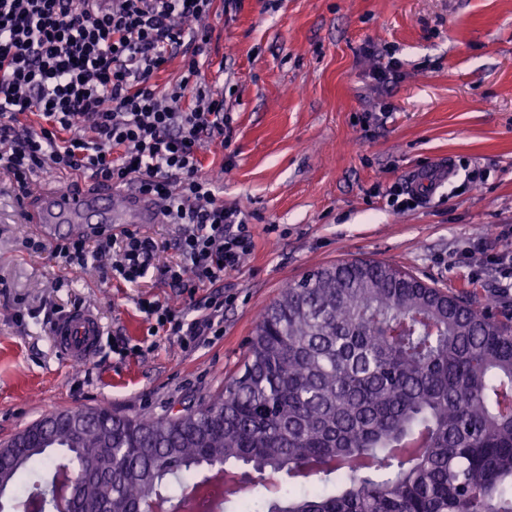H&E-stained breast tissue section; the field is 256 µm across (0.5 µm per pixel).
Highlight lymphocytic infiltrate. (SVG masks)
<instances>
[{
	"instance_id": "f902f5d3",
	"label": "lymphocytic infiltrate",
	"mask_w": 512,
	"mask_h": 512,
	"mask_svg": "<svg viewBox=\"0 0 512 512\" xmlns=\"http://www.w3.org/2000/svg\"><path fill=\"white\" fill-rule=\"evenodd\" d=\"M212 5L112 0L100 13L88 0H0V174L23 193L37 173L71 170L159 196L181 228L180 259L162 271L176 288L223 281L255 248L241 208L217 199L203 172L209 146L232 131L223 95L202 78ZM177 57L185 72L161 90L155 77ZM28 112L37 128L21 125ZM26 246L76 271L109 258L113 280L132 286L148 275L155 250L134 231L50 248L32 237ZM138 304L152 329L184 348L224 333L223 295L191 309L146 297Z\"/></svg>"
}]
</instances>
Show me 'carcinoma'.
I'll use <instances>...</instances> for the list:
<instances>
[{"instance_id":"1","label":"carcinoma","mask_w":512,"mask_h":512,"mask_svg":"<svg viewBox=\"0 0 512 512\" xmlns=\"http://www.w3.org/2000/svg\"><path fill=\"white\" fill-rule=\"evenodd\" d=\"M47 464L74 512H144L214 466L274 496L221 512H512V302L376 259L288 283L209 402L162 417L64 411L0 444L1 503Z\"/></svg>"}]
</instances>
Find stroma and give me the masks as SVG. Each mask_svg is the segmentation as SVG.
Here are the masks:
<instances>
[{"label":"stroma","instance_id":"stroma-1","mask_svg":"<svg viewBox=\"0 0 512 512\" xmlns=\"http://www.w3.org/2000/svg\"><path fill=\"white\" fill-rule=\"evenodd\" d=\"M208 22L206 79L224 86L232 135L204 167L256 240L225 280L224 334L190 350L148 332L139 298L183 299L160 274L178 259L176 225H139L156 251L138 286L96 265L84 275L26 248L0 176V442L64 410L157 416L208 402L240 368L258 312L340 259L382 260L444 288L505 287L489 257L512 249V0H215ZM441 157L449 180L396 210L393 189ZM76 308L104 330L80 365L49 336ZM116 336L140 354H113Z\"/></svg>","mask_w":512,"mask_h":512}]
</instances>
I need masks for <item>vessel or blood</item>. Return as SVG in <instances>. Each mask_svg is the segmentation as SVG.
<instances>
[{
  "label": "vessel or blood",
  "mask_w": 512,
  "mask_h": 512,
  "mask_svg": "<svg viewBox=\"0 0 512 512\" xmlns=\"http://www.w3.org/2000/svg\"><path fill=\"white\" fill-rule=\"evenodd\" d=\"M451 174L446 162H434L416 181L419 190L432 189ZM167 217L160 201L136 190L103 186L55 187L38 197H26L24 221L30 231L50 243L124 230L129 224H162ZM55 349L65 360L83 362L97 349L102 329L94 315L74 311L50 329Z\"/></svg>",
  "instance_id": "vessel-or-blood-1"
}]
</instances>
